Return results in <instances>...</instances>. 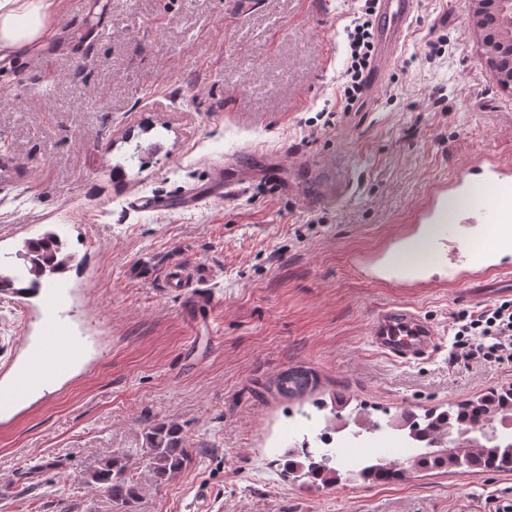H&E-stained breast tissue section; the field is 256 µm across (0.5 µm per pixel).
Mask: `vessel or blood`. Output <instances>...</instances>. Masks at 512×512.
<instances>
[{
	"label": "vessel or blood",
	"instance_id": "1",
	"mask_svg": "<svg viewBox=\"0 0 512 512\" xmlns=\"http://www.w3.org/2000/svg\"><path fill=\"white\" fill-rule=\"evenodd\" d=\"M416 0H377L376 33L378 57L373 81H380L391 68L413 17ZM478 181L457 179L450 191L468 199L466 209L441 218L428 207L423 219H443V234L454 253L448 266V280L464 284L469 294L479 298L492 286L512 282V168L493 157L480 166ZM315 199L325 202L344 194L333 167L313 169ZM370 340L377 351L402 361L423 358L436 345L434 327L417 313L393 306L376 313L370 325Z\"/></svg>",
	"mask_w": 512,
	"mask_h": 512
}]
</instances>
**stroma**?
Masks as SVG:
<instances>
[{
    "instance_id": "35a3bbf8",
    "label": "stroma",
    "mask_w": 512,
    "mask_h": 512,
    "mask_svg": "<svg viewBox=\"0 0 512 512\" xmlns=\"http://www.w3.org/2000/svg\"><path fill=\"white\" fill-rule=\"evenodd\" d=\"M84 1L65 0L60 23L104 22L88 65L68 51L47 70L25 53L0 66V146L23 164L0 190V265L27 278L17 254L48 231L74 256L43 288L0 293V393L49 323L78 350L0 402V512H113L82 472L140 448L151 420L183 430L192 463L162 485L138 468L136 512H479L487 496L512 499V473L318 490L280 463L332 391L381 421L512 385V363L449 366L451 317L476 307L462 285L388 264L436 190L487 155L512 166V92L469 28L471 0H417L384 83L328 128L352 0H88L90 13ZM441 37L444 56L429 58ZM138 144L154 146L150 163L114 171ZM237 154L255 178L232 198L128 206L207 186ZM302 159L344 166L351 190L310 205ZM176 265L191 285L168 287ZM392 306L434 326L432 357L402 364L372 346L371 318Z\"/></svg>"
}]
</instances>
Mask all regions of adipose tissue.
<instances>
[{
  "label": "adipose tissue",
  "instance_id": "ef3b65f1",
  "mask_svg": "<svg viewBox=\"0 0 512 512\" xmlns=\"http://www.w3.org/2000/svg\"><path fill=\"white\" fill-rule=\"evenodd\" d=\"M59 7L60 0H0V60L52 39Z\"/></svg>",
  "mask_w": 512,
  "mask_h": 512
}]
</instances>
